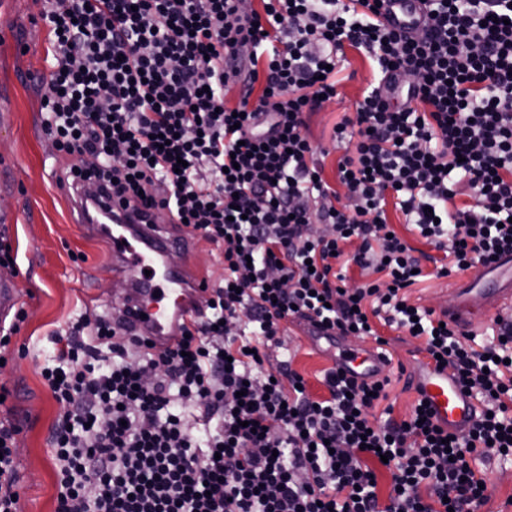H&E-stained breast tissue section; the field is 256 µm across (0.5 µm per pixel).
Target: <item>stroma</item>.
<instances>
[{
	"mask_svg": "<svg viewBox=\"0 0 512 512\" xmlns=\"http://www.w3.org/2000/svg\"><path fill=\"white\" fill-rule=\"evenodd\" d=\"M41 10L40 0H0V233L18 251L17 267H0V278L15 282L18 304L26 313L12 337L8 362L0 365V390L7 394L0 404V422L22 428L16 449L22 512L56 510L49 438L59 407L39 375L41 366L55 354V334L86 311L122 307L107 293L118 283V276L96 264L104 241L76 224L69 196L57 186L71 159L55 150L43 128L41 101L50 68L46 62L49 27L40 17ZM345 54L348 64L335 97L310 114L307 129L309 139L325 151L319 162L324 180L333 187L338 184L336 165L343 149L331 140L332 128L342 116L354 115L375 77L371 61L356 49L346 48ZM385 215L400 237L428 256L424 281L408 290L412 303L442 312L453 301L455 282L481 275V268L475 267L459 275L436 277V263L443 259V252L408 226L394 203H387ZM164 232L178 250L189 252L212 284L221 283L223 245L188 238L173 224L165 225ZM281 330L279 359L289 360L303 376L312 397H327L323 378L331 362L308 342L298 321L282 323ZM376 330L388 341L394 379L389 401L393 417L400 419L409 414L417 397L413 379L426 355L421 340L382 324ZM484 471L487 500L481 512H512V466L493 461Z\"/></svg>",
	"mask_w": 512,
	"mask_h": 512,
	"instance_id": "stroma-1",
	"label": "stroma"
}]
</instances>
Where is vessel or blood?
Wrapping results in <instances>:
<instances>
[{
	"label": "vessel or blood",
	"mask_w": 512,
	"mask_h": 512,
	"mask_svg": "<svg viewBox=\"0 0 512 512\" xmlns=\"http://www.w3.org/2000/svg\"><path fill=\"white\" fill-rule=\"evenodd\" d=\"M388 9L389 24L408 31L424 19L427 5L425 0H391ZM102 207L119 216L120 222L113 225L112 237L100 262L111 267L113 273L129 278L131 288L123 306L130 313L135 332L155 349L176 346L182 339L184 325L200 311L204 276L186 264L166 265L172 241L162 235L158 225L142 223L120 197L104 201ZM454 295L448 319L459 329L468 328L473 317L491 320L499 311L512 307V254L500 255L487 267L483 282L457 284ZM304 330L334 367L356 380L374 379L389 369L387 359L377 350L350 348L341 336L309 323ZM415 388L439 425L457 433L470 428L474 421L473 402L448 369L432 363L420 368Z\"/></svg>",
	"instance_id": "1"
}]
</instances>
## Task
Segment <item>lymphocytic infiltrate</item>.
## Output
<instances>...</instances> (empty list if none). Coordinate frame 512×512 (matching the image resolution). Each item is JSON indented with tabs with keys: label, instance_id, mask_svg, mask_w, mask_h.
Wrapping results in <instances>:
<instances>
[{
	"label": "lymphocytic infiltrate",
	"instance_id": "f902f5d3",
	"mask_svg": "<svg viewBox=\"0 0 512 512\" xmlns=\"http://www.w3.org/2000/svg\"><path fill=\"white\" fill-rule=\"evenodd\" d=\"M43 2L45 132L75 159L60 189L139 201L224 246V283L179 347L146 351L107 311L59 335L40 371L60 407L56 512H479V462H512V314L480 343L411 304L422 259L384 207L395 196L443 251L438 276L512 252V0H427L409 33L387 25L383 0ZM348 46L381 80L333 128L341 197L311 166L305 129ZM348 261L367 281L333 282ZM291 317L341 336H376L378 320L416 334L475 422L445 433L420 398L407 419L377 421L391 378L335 368L313 398L269 360ZM19 432L0 424V512H20ZM380 458L384 499L368 465Z\"/></svg>",
	"mask_w": 512,
	"mask_h": 512
}]
</instances>
